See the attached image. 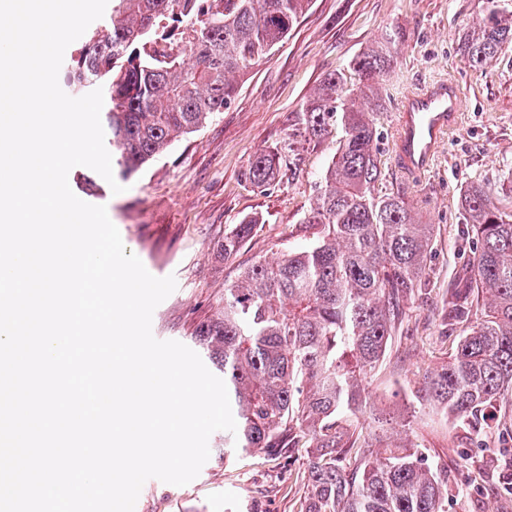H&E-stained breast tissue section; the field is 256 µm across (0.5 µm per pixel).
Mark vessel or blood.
<instances>
[{"mask_svg":"<svg viewBox=\"0 0 512 512\" xmlns=\"http://www.w3.org/2000/svg\"><path fill=\"white\" fill-rule=\"evenodd\" d=\"M456 88L439 81L427 91L406 94L395 130L394 151L399 169L418 177L430 168L438 148L459 121Z\"/></svg>","mask_w":512,"mask_h":512,"instance_id":"vessel-or-blood-1","label":"vessel or blood"}]
</instances>
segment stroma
<instances>
[{"instance_id": "obj_1", "label": "stroma", "mask_w": 512, "mask_h": 512, "mask_svg": "<svg viewBox=\"0 0 512 512\" xmlns=\"http://www.w3.org/2000/svg\"><path fill=\"white\" fill-rule=\"evenodd\" d=\"M512 14V0H312L279 46L237 79L238 90L204 128L173 144L162 156L124 179L113 193L94 170L77 166L68 183L92 205H103L127 252L153 276H175L176 290L153 312L152 334L199 350V325L224 303V288L247 267L299 248L300 224L336 150L335 138L308 137L302 109L325 76L377 45L389 31L405 40L382 88L386 100L376 120L375 145L382 175L378 194L401 195L417 219L435 227L424 284L405 307L382 362L363 382L367 406L363 439L379 430V419L406 431L448 472V512H512V392L487 410L480 427L452 424L422 401L427 372L448 359L453 338L443 300L463 287L472 253L462 240V187L512 175V45L483 69L470 67L460 37L489 8ZM452 80L461 93V123L439 148L433 170L408 184L395 170L393 122L406 91ZM275 157L277 173L257 187L244 178L253 154ZM260 223L231 259L216 245L243 219ZM210 457L184 486L150 479L138 512H301L307 448L288 456L242 454L224 458V434L209 439Z\"/></svg>"}]
</instances>
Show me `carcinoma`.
I'll return each mask as SVG.
<instances>
[{"instance_id": "carcinoma-1", "label": "carcinoma", "mask_w": 512, "mask_h": 512, "mask_svg": "<svg viewBox=\"0 0 512 512\" xmlns=\"http://www.w3.org/2000/svg\"><path fill=\"white\" fill-rule=\"evenodd\" d=\"M311 0H112L103 34L82 40L64 67L67 86L103 90L109 144L122 177L194 133L235 96L233 78L283 43ZM190 37L159 59L148 46L168 27ZM401 35L393 31L350 63L358 77L327 75L303 108L307 133L341 130L336 152L303 224L304 247L257 262L224 287V306L196 331L224 370L236 434L224 432V459L239 453L280 455L299 437L312 448L305 512H445L448 475L409 435L379 441L359 467L362 381L384 358L404 305L420 287L433 225L420 224L406 198L376 195L381 176L373 142L379 90ZM512 43V19L497 9L460 38L474 67ZM271 155L253 156L245 179L275 178ZM512 179L493 187L468 183L460 197L473 243L470 280L448 292V325L459 327L448 362L426 376L428 404L471 425L512 390ZM256 219L224 234L228 260Z\"/></svg>"}]
</instances>
